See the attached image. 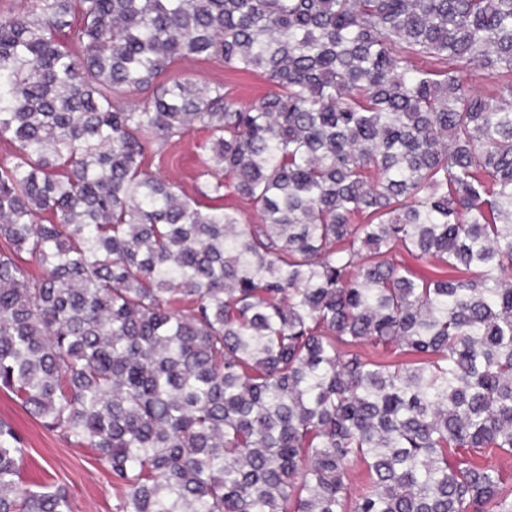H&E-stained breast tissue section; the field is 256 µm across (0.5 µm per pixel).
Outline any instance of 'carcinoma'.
<instances>
[{
    "label": "carcinoma",
    "mask_w": 512,
    "mask_h": 512,
    "mask_svg": "<svg viewBox=\"0 0 512 512\" xmlns=\"http://www.w3.org/2000/svg\"><path fill=\"white\" fill-rule=\"evenodd\" d=\"M0 139V391L114 512H512V0H0ZM27 462L0 512H72ZM170 75L200 84L222 82L236 101L247 104L257 101L272 89L266 77L259 72H232L206 60L175 64ZM208 140V131L197 123L182 137L177 147L167 151L161 160L153 158L151 166L153 171L159 172L203 206L210 203L196 194V186L203 182V178H199L202 158L211 154Z\"/></svg>",
    "instance_id": "carcinoma-1"
}]
</instances>
